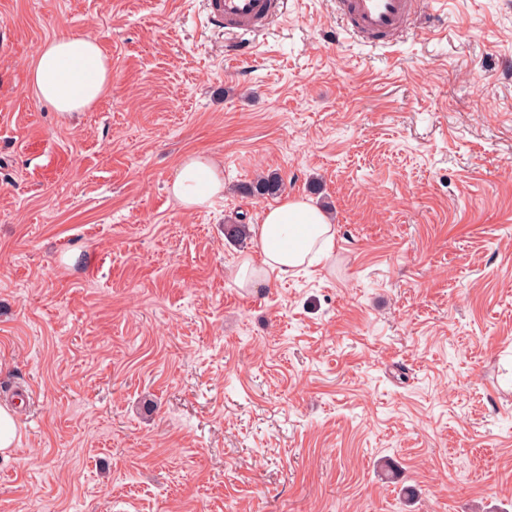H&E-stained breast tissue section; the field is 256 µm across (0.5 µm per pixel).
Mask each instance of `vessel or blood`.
<instances>
[{
    "instance_id": "obj_1",
    "label": "vessel or blood",
    "mask_w": 512,
    "mask_h": 512,
    "mask_svg": "<svg viewBox=\"0 0 512 512\" xmlns=\"http://www.w3.org/2000/svg\"><path fill=\"white\" fill-rule=\"evenodd\" d=\"M420 0H336L343 32L357 37H384L401 33L416 12ZM212 24L235 38L226 56L251 54L248 39L257 35L283 14V0H207Z\"/></svg>"
}]
</instances>
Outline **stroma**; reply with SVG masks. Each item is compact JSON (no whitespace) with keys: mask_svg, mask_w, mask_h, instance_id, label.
Instances as JSON below:
<instances>
[{"mask_svg":"<svg viewBox=\"0 0 512 512\" xmlns=\"http://www.w3.org/2000/svg\"><path fill=\"white\" fill-rule=\"evenodd\" d=\"M340 26L287 0L237 63L204 0H0V512H512V0ZM69 32L112 85L65 116L28 67ZM262 172L336 242L242 287ZM168 192L182 208L201 210L212 206L213 199L224 192V174L213 159L188 155L179 164ZM15 410L8 404L0 405V458L9 459L21 441Z\"/></svg>","mask_w":512,"mask_h":512,"instance_id":"1","label":"stroma"}]
</instances>
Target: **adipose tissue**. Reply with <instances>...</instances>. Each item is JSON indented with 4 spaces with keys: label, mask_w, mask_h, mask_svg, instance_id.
Segmentation results:
<instances>
[{
    "label": "adipose tissue",
    "mask_w": 512,
    "mask_h": 512,
    "mask_svg": "<svg viewBox=\"0 0 512 512\" xmlns=\"http://www.w3.org/2000/svg\"><path fill=\"white\" fill-rule=\"evenodd\" d=\"M29 79L36 96L62 113L84 112L109 92L112 66L98 41L73 32L43 42L30 65ZM224 191V176L218 164L201 155L186 156L168 185L170 196L184 209L211 206ZM259 265L243 261L241 283L273 274L292 275L303 265L329 257L336 239V226L329 215L310 200L287 199L269 207L260 224L252 228Z\"/></svg>",
    "instance_id": "obj_1"
}]
</instances>
